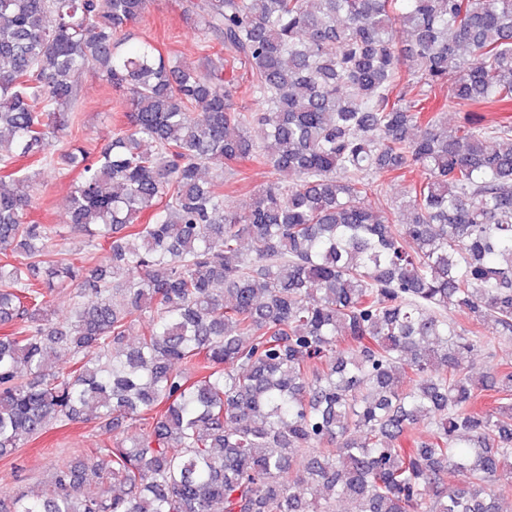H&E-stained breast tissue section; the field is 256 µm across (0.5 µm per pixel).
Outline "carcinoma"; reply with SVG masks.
<instances>
[{
    "instance_id": "cac0c4a2",
    "label": "carcinoma",
    "mask_w": 512,
    "mask_h": 512,
    "mask_svg": "<svg viewBox=\"0 0 512 512\" xmlns=\"http://www.w3.org/2000/svg\"><path fill=\"white\" fill-rule=\"evenodd\" d=\"M148 5L0 0V456L113 433L0 512H501L512 370L463 360L512 338V127L445 114L512 105V0H198L201 65L130 41ZM89 71L129 103L94 156L62 144ZM56 154L91 268L29 219ZM246 163L292 179L228 207ZM381 179L401 203L371 204Z\"/></svg>"
}]
</instances>
